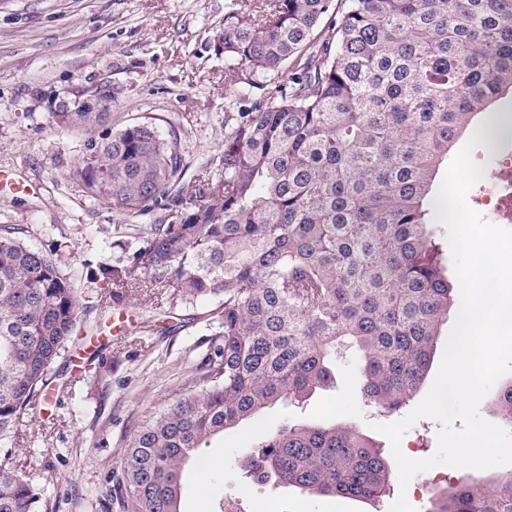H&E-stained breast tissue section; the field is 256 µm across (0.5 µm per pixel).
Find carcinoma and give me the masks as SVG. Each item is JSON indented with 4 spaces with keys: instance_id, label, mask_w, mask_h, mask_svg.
Returning a JSON list of instances; mask_svg holds the SVG:
<instances>
[{
    "instance_id": "obj_1",
    "label": "carcinoma",
    "mask_w": 512,
    "mask_h": 512,
    "mask_svg": "<svg viewBox=\"0 0 512 512\" xmlns=\"http://www.w3.org/2000/svg\"><path fill=\"white\" fill-rule=\"evenodd\" d=\"M217 48L244 108L224 113L206 179L184 181L177 138L153 123L114 130L93 111L110 83L53 113L90 132L74 176L119 225L167 211L127 263L87 280L114 303L145 289L172 309L214 302L203 387L144 414L116 481L120 512H180L199 450L325 386L346 339L362 352L366 400L394 413L415 397L453 307L432 185L472 118L512 91V0H240ZM101 301L0 227V512H48L13 457L17 424L48 404L77 327L102 332L107 318L85 320ZM496 405L512 422V382ZM245 465L322 496L380 497L393 479L352 424L285 419L254 434ZM434 512H512V472L447 489Z\"/></svg>"
}]
</instances>
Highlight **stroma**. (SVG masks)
I'll return each instance as SVG.
<instances>
[{"label": "stroma", "mask_w": 512, "mask_h": 512, "mask_svg": "<svg viewBox=\"0 0 512 512\" xmlns=\"http://www.w3.org/2000/svg\"><path fill=\"white\" fill-rule=\"evenodd\" d=\"M234 0H0V170L31 185L27 194L0 193V226L20 228L27 244L52 253L63 273L78 280L85 263L126 259L140 236L163 217L152 211L140 224L115 231L111 205L88 197L73 176L85 131L61 128L51 102L63 92L101 81L117 92L111 123L151 122L162 136H177L184 177L206 170L224 149V115L237 98L224 83V56L215 47L224 13ZM137 317L131 335L82 340L95 352V377L79 375L70 359L53 368L48 398L53 419L26 411L15 452L51 512H107L113 477L146 410L164 406L176 392L200 389L201 362L210 344L204 316L210 302L182 306L163 319L161 295L139 292L125 300ZM361 353L350 341L338 347L335 378L300 404L266 409L261 422H242L203 449L215 479L187 472L181 512H213L225 498L240 512H388L406 492L416 512H433L436 494L472 476L469 468L439 465L392 482L376 500L317 496L295 487L258 482L243 462L257 424L351 422L382 450L389 441L377 423L397 421L367 402Z\"/></svg>", "instance_id": "stroma-1"}]
</instances>
